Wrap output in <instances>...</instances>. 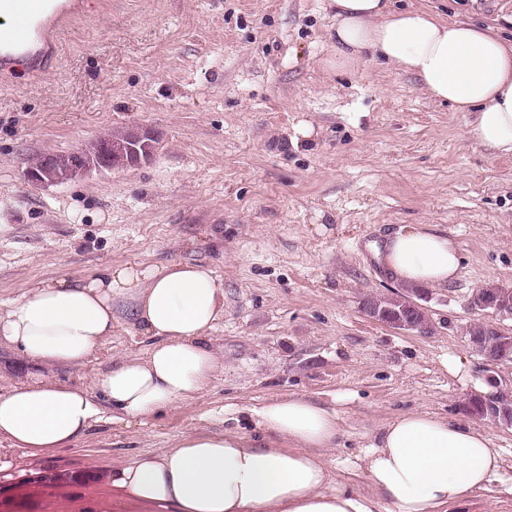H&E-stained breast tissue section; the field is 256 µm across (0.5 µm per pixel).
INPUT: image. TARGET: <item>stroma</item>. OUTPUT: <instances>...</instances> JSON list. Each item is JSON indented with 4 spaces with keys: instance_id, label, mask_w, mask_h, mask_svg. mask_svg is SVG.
I'll return each instance as SVG.
<instances>
[{
    "instance_id": "35a3bbf8",
    "label": "stroma",
    "mask_w": 512,
    "mask_h": 512,
    "mask_svg": "<svg viewBox=\"0 0 512 512\" xmlns=\"http://www.w3.org/2000/svg\"><path fill=\"white\" fill-rule=\"evenodd\" d=\"M398 4L512 40V0ZM333 23L328 0H84L51 75L29 77L21 60L0 71V304L116 263L200 264L224 283L211 388L141 427L97 425L47 461L1 448L0 512H142L90 473L223 432L224 405L290 394L336 408L326 455L361 491L358 458L397 415L471 422L501 456L473 510L512 512V426L464 410L474 396L512 401V361H488L467 333L479 322L512 336V317L469 304L476 289L512 288V153L473 145L465 113L384 60L328 67ZM302 120L315 133L296 143ZM129 130L156 139L141 166L27 178L41 156ZM410 224L446 232L463 256L460 279L426 291L425 333L363 311L402 288L373 243ZM148 346L123 324L84 367L53 375L90 387Z\"/></svg>"
}]
</instances>
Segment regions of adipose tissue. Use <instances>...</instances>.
<instances>
[{
    "instance_id": "1",
    "label": "adipose tissue",
    "mask_w": 512,
    "mask_h": 512,
    "mask_svg": "<svg viewBox=\"0 0 512 512\" xmlns=\"http://www.w3.org/2000/svg\"><path fill=\"white\" fill-rule=\"evenodd\" d=\"M329 5L332 66L348 69L379 55L417 77L433 99L468 113L473 144L512 152V41L425 8H396L394 0ZM375 257L411 285L443 287L462 273L457 245L427 224L388 235ZM121 302L150 340L145 355L122 357L90 389L53 378L54 369L90 360L111 336ZM223 317V282L190 263L116 264L82 281L31 289L0 307V347L40 368L0 391V440L42 460L103 422L138 426L195 399L223 367L209 340ZM247 413L256 434H186L175 447L112 464L105 488L148 512H469L500 470L498 449L473 425L405 413L362 457L363 493L324 458L339 436L335 410L293 394Z\"/></svg>"
}]
</instances>
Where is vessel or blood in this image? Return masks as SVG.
<instances>
[{"instance_id": "obj_1", "label": "vessel or blood", "mask_w": 512, "mask_h": 512, "mask_svg": "<svg viewBox=\"0 0 512 512\" xmlns=\"http://www.w3.org/2000/svg\"><path fill=\"white\" fill-rule=\"evenodd\" d=\"M79 11L78 0H0V16L12 20L0 27V70L22 59L33 76L48 74L59 37Z\"/></svg>"}]
</instances>
